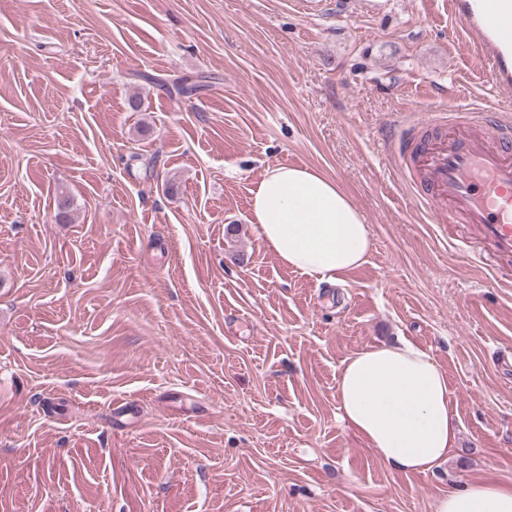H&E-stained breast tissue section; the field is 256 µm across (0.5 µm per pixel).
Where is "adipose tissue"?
I'll use <instances>...</instances> for the list:
<instances>
[{"label":"adipose tissue","mask_w":512,"mask_h":512,"mask_svg":"<svg viewBox=\"0 0 512 512\" xmlns=\"http://www.w3.org/2000/svg\"><path fill=\"white\" fill-rule=\"evenodd\" d=\"M252 221L289 268L338 285L367 261L369 226L348 194L307 167L268 168L251 196ZM340 419L392 470L428 474L457 446L448 376L425 349L399 336L349 356L337 378ZM432 512H512V480H465Z\"/></svg>","instance_id":"adipose-tissue-1"}]
</instances>
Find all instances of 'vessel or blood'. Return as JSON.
<instances>
[{
	"label": "vessel or blood",
	"mask_w": 512,
	"mask_h": 512,
	"mask_svg": "<svg viewBox=\"0 0 512 512\" xmlns=\"http://www.w3.org/2000/svg\"><path fill=\"white\" fill-rule=\"evenodd\" d=\"M467 47L488 64L492 88L512 91V0H448ZM432 125L448 133L425 144L406 127L398 151L426 182L414 197L432 206L441 224H463L476 257L512 259V120L478 109L436 108Z\"/></svg>",
	"instance_id": "obj_1"
}]
</instances>
